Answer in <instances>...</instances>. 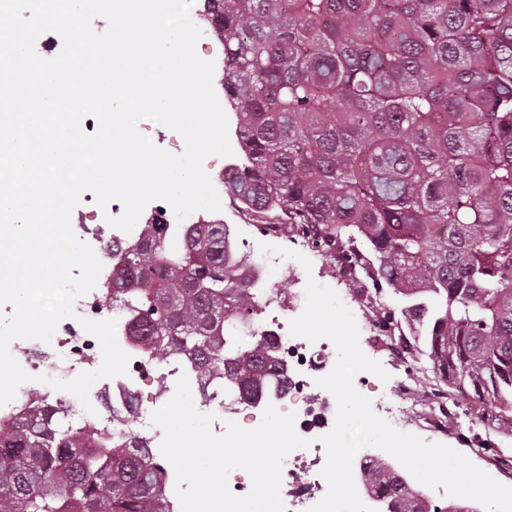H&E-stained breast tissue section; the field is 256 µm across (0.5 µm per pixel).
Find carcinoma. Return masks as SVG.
Wrapping results in <instances>:
<instances>
[{
	"label": "carcinoma",
	"mask_w": 512,
	"mask_h": 512,
	"mask_svg": "<svg viewBox=\"0 0 512 512\" xmlns=\"http://www.w3.org/2000/svg\"><path fill=\"white\" fill-rule=\"evenodd\" d=\"M223 41L242 162L224 194L252 224L331 241L388 286L448 396L512 413V0H199ZM230 227L147 224L113 254L112 303L156 360L257 397L275 346L241 343L255 299ZM63 406L0 419V512H169L134 444L62 425ZM380 512L431 505L386 459Z\"/></svg>",
	"instance_id": "carcinoma-1"
}]
</instances>
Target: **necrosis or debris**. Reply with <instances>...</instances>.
I'll list each match as a JSON object with an SVG mask.
<instances>
[{
  "label": "necrosis or debris",
  "mask_w": 512,
  "mask_h": 512,
  "mask_svg": "<svg viewBox=\"0 0 512 512\" xmlns=\"http://www.w3.org/2000/svg\"><path fill=\"white\" fill-rule=\"evenodd\" d=\"M126 237L125 232L113 228H96L84 233L89 244L103 264L95 288L74 303L75 317L62 320L51 341L17 340L11 352L30 382L20 386L16 398L0 406V418L18 415L31 400L32 392L43 393L47 399L60 400L67 404L76 423L96 428H108L116 442L138 440L145 447L147 456L155 463H163L160 443L163 432L151 422L152 413L166 404L176 389L180 376H187L199 412L215 414L212 429L224 434L230 410H237L244 423L257 427L267 405H274L280 412L296 413L295 429L298 435L309 440L310 445L292 451L285 459L282 471L281 497L286 512H308L327 491V483L321 475L326 463V450L321 436L330 432L335 423L337 403L327 390L316 385V378L329 373L336 362L334 345L326 339L309 342L292 336L289 332V315H276L267 311L262 300L265 296L262 273L271 266L270 258H252L248 267L245 286L259 302L254 314L248 316L243 325L247 333L269 335L279 352L281 362L287 370V383L274 387L258 399L239 401L230 406L223 394L204 384L192 373L185 361L170 358L164 361L146 359L138 342L129 334L127 316L123 311L105 306L103 296L112 282V250ZM116 320V337L120 347L129 355L126 375L112 380V405H96L94 413H87L80 401L72 394L58 391L42 383V376L69 380L86 371L96 370L102 362L98 340L86 332L81 319ZM133 401V416L136 425L128 429L113 420L111 409H123L126 401Z\"/></svg>",
  "instance_id": "1"
}]
</instances>
